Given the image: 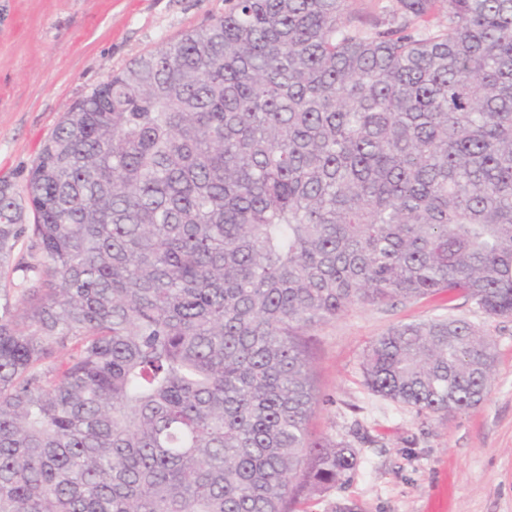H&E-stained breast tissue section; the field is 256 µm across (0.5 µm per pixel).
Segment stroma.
Segmentation results:
<instances>
[{"label":"stroma","instance_id":"1","mask_svg":"<svg viewBox=\"0 0 512 512\" xmlns=\"http://www.w3.org/2000/svg\"><path fill=\"white\" fill-rule=\"evenodd\" d=\"M224 0H0V181L24 195L31 168L64 113L139 56L223 16ZM440 316L496 344L488 399L447 417L374 393L362 361L389 329ZM319 403L314 442L353 448L342 483L303 493L295 512H512V316H490L447 290L411 302L357 304L308 331Z\"/></svg>","mask_w":512,"mask_h":512}]
</instances>
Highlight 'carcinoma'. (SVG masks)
I'll use <instances>...</instances> for the list:
<instances>
[{
    "instance_id": "carcinoma-1",
    "label": "carcinoma",
    "mask_w": 512,
    "mask_h": 512,
    "mask_svg": "<svg viewBox=\"0 0 512 512\" xmlns=\"http://www.w3.org/2000/svg\"><path fill=\"white\" fill-rule=\"evenodd\" d=\"M349 2L231 0L65 113L25 198L0 185L25 285L0 296V512H288L357 465L309 441L299 331L440 288L512 316V0ZM363 374L448 416L487 400L494 342L406 323Z\"/></svg>"
}]
</instances>
